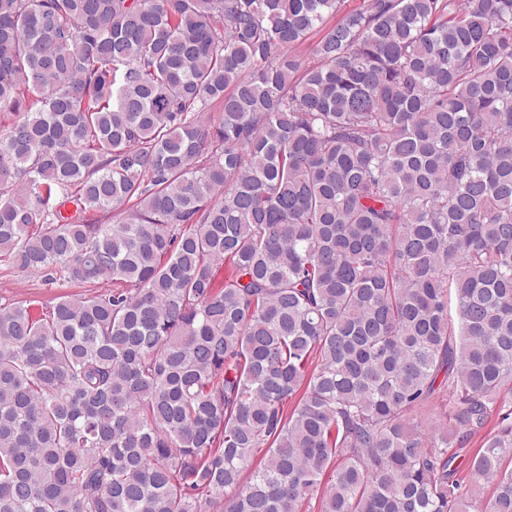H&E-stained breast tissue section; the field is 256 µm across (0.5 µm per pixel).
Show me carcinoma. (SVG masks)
I'll list each match as a JSON object with an SVG mask.
<instances>
[{
	"instance_id": "1",
	"label": "carcinoma",
	"mask_w": 512,
	"mask_h": 512,
	"mask_svg": "<svg viewBox=\"0 0 512 512\" xmlns=\"http://www.w3.org/2000/svg\"><path fill=\"white\" fill-rule=\"evenodd\" d=\"M343 2L0 0V512H512V0ZM86 289L73 284L48 285L37 277L0 266V301L23 302L37 313L42 306L54 304L62 295L83 294ZM451 402L448 398V391L441 390L440 392H436L425 408L420 411L418 415H421L424 419H438L442 420L445 415L451 411Z\"/></svg>"
}]
</instances>
